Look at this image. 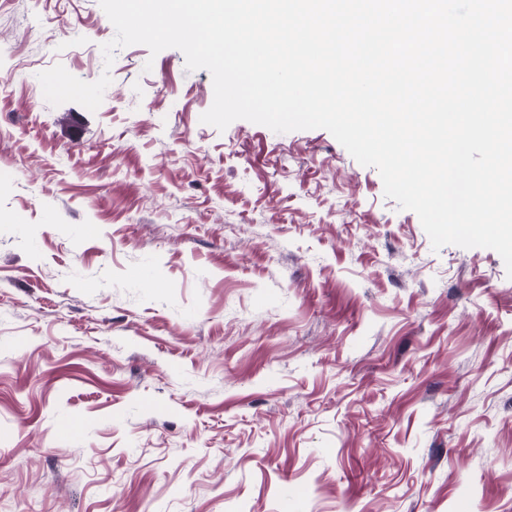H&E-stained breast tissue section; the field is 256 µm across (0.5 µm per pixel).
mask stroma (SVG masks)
<instances>
[{
    "label": "stroma",
    "mask_w": 512,
    "mask_h": 512,
    "mask_svg": "<svg viewBox=\"0 0 512 512\" xmlns=\"http://www.w3.org/2000/svg\"><path fill=\"white\" fill-rule=\"evenodd\" d=\"M114 36L0 0V512H512L500 255L433 250L327 130L201 123L210 72ZM57 64L110 73L96 111Z\"/></svg>",
    "instance_id": "35a3bbf8"
}]
</instances>
